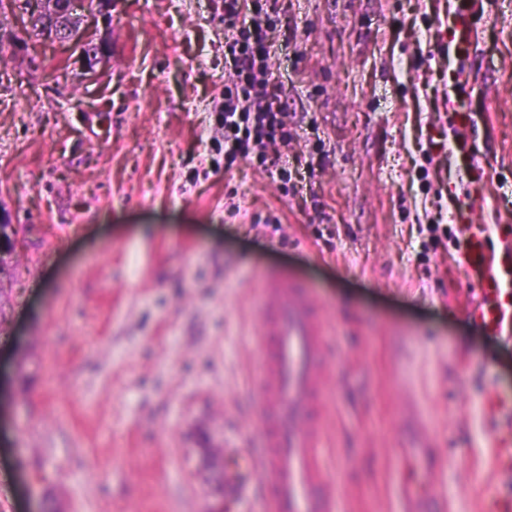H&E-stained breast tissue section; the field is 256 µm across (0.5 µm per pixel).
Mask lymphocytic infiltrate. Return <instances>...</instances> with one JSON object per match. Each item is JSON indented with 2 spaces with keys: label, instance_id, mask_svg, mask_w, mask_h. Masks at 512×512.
I'll use <instances>...</instances> for the list:
<instances>
[{
  "label": "lymphocytic infiltrate",
  "instance_id": "obj_1",
  "mask_svg": "<svg viewBox=\"0 0 512 512\" xmlns=\"http://www.w3.org/2000/svg\"><path fill=\"white\" fill-rule=\"evenodd\" d=\"M224 157L256 162L286 196L298 195L296 175L281 159L293 140L281 89L272 82L285 9L282 0H223Z\"/></svg>",
  "mask_w": 512,
  "mask_h": 512
}]
</instances>
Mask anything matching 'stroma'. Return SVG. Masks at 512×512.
I'll return each mask as SVG.
<instances>
[{
  "label": "stroma",
  "mask_w": 512,
  "mask_h": 512,
  "mask_svg": "<svg viewBox=\"0 0 512 512\" xmlns=\"http://www.w3.org/2000/svg\"><path fill=\"white\" fill-rule=\"evenodd\" d=\"M476 7L470 57L439 26ZM98 84L29 35L0 56V512H262L228 461L258 444L257 276L313 287L334 351L318 454L337 512H403L405 403L431 434L437 512L512 494L487 394L512 340L466 315L454 215L512 223V0H292L274 65L317 208L225 169L221 0H111ZM470 118L455 148V108ZM240 207L229 216V204ZM331 239L318 235V211ZM275 214L282 232L254 217Z\"/></svg>",
  "instance_id": "35a3bbf8"
}]
</instances>
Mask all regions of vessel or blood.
I'll return each mask as SVG.
<instances>
[{"label":"vessel or blood","instance_id":"obj_1","mask_svg":"<svg viewBox=\"0 0 512 512\" xmlns=\"http://www.w3.org/2000/svg\"><path fill=\"white\" fill-rule=\"evenodd\" d=\"M444 29L455 52L472 49L473 14L462 10ZM454 220L465 227L464 263L481 305L468 315L496 336L512 335V225L490 230L476 223L473 211ZM263 307L258 340L264 385L259 399L261 471L268 489V512H335L327 494L328 476L319 460V398L325 387L326 342L321 312L310 287L274 273L260 280ZM489 405L502 418L491 457L501 478L512 482V396L492 390ZM431 440L422 432L406 437L404 456L426 461ZM404 512H432L431 488H403Z\"/></svg>","mask_w":512,"mask_h":512}]
</instances>
